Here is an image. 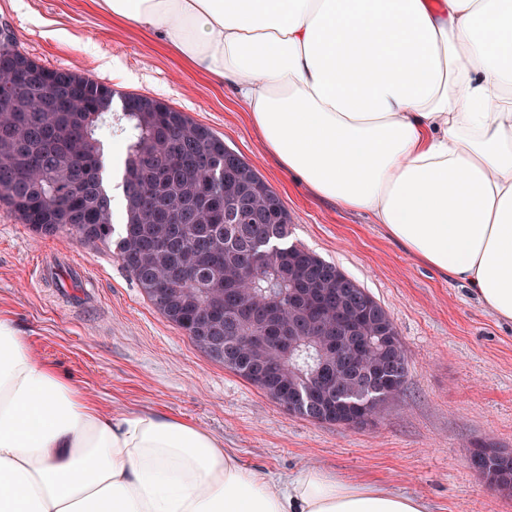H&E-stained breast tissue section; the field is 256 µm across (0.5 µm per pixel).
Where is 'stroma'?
<instances>
[{
  "label": "stroma",
  "instance_id": "obj_1",
  "mask_svg": "<svg viewBox=\"0 0 512 512\" xmlns=\"http://www.w3.org/2000/svg\"><path fill=\"white\" fill-rule=\"evenodd\" d=\"M0 28L53 70L141 94L211 128L277 191L291 241L335 264L385 307L409 371L370 424L289 412L168 322L114 244L42 235L0 202V316L35 355L107 413L150 409L222 439L248 467L288 478L315 465L351 482L422 498L428 512H512L467 461L512 451V322L387 237L368 213L313 196L266 155L248 114L151 33L111 23L92 0H0Z\"/></svg>",
  "mask_w": 512,
  "mask_h": 512
}]
</instances>
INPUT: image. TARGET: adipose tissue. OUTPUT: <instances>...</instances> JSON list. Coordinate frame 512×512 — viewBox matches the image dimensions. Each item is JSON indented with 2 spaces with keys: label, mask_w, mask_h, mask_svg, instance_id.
<instances>
[{
  "label": "adipose tissue",
  "mask_w": 512,
  "mask_h": 512,
  "mask_svg": "<svg viewBox=\"0 0 512 512\" xmlns=\"http://www.w3.org/2000/svg\"><path fill=\"white\" fill-rule=\"evenodd\" d=\"M93 2L223 84L314 196L512 321V0ZM0 512L427 506L316 466L275 480L175 417L105 413L0 318Z\"/></svg>",
  "instance_id": "ef3b65f1"
}]
</instances>
